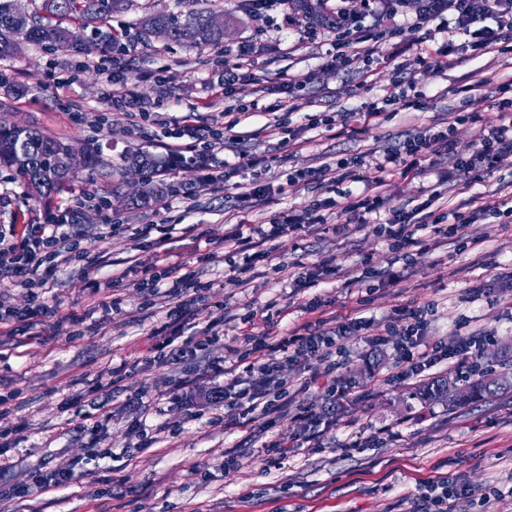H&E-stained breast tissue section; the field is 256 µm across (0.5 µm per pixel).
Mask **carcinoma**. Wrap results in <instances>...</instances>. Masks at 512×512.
<instances>
[{"mask_svg":"<svg viewBox=\"0 0 512 512\" xmlns=\"http://www.w3.org/2000/svg\"><path fill=\"white\" fill-rule=\"evenodd\" d=\"M329 0H288V6L302 15L312 27L336 28V12L328 8ZM129 0H31L29 16L16 18L13 0H0V57L13 55L22 41L50 51H77V46L68 41L69 35L79 30L90 32L105 53L124 50L120 39L112 34L109 21L112 15L127 10ZM213 10L196 8L186 15L157 10L138 22V39L146 43L151 31L164 28L168 41L190 47L215 46L224 43V35L238 24V17L225 16L224 30L217 31L208 24ZM65 144L60 138L43 134L35 127L17 130L0 125V166L19 174L26 185L41 186L40 198H46L61 186L74 179L57 163L56 150ZM471 395L493 394L509 391L512 385L506 377H487L475 380ZM416 396L425 404L453 398L457 404L464 403L457 393H447V381L433 379L421 385Z\"/></svg>","mask_w":512,"mask_h":512,"instance_id":"cac0c4a2","label":"carcinoma"}]
</instances>
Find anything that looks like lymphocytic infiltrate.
Masks as SVG:
<instances>
[{"instance_id": "obj_1", "label": "lymphocytic infiltrate", "mask_w": 512, "mask_h": 512, "mask_svg": "<svg viewBox=\"0 0 512 512\" xmlns=\"http://www.w3.org/2000/svg\"><path fill=\"white\" fill-rule=\"evenodd\" d=\"M452 1L458 6L453 20L455 30L472 37L477 47H489L503 31L512 30V0H424L419 13L420 22L434 20L447 10ZM463 121V116H455L448 125L438 127L428 135L407 140L379 158L356 155L338 160L336 167L345 179L355 177L358 169L367 165L378 171L379 177L369 194L356 201L329 197L313 203L303 212L282 215L266 228L256 224L255 210L271 190L260 176L261 170L267 169L268 162L243 158L242 167L252 169L254 175L249 181L234 183L233 188L243 205L235 213L233 224L224 231L225 244L231 245L234 252L243 257L242 264L235 266V273L242 275L253 270L260 258L254 250L256 240L270 242L286 231L300 236L329 232L340 238L346 235L349 225L365 223L368 214L383 210L388 211L389 217L384 224L378 225L377 230L386 234L392 251L400 252L415 246L426 255L432 253L441 241L464 242L465 224L474 223L486 215L485 207L469 209L465 224H444L432 209V199H425L411 208L394 207L385 190L388 178L415 179L424 172L426 161L440 153L447 154L455 169L464 173L494 170L504 157L512 155L511 97L499 101L496 121L482 127L468 150L461 152L457 149L456 126ZM222 142V134L210 129L186 125L171 132L166 144L169 169H176L180 163L190 159L204 171L197 187L185 191L186 199H195L209 191L213 183L212 177L206 173L209 158L197 152V145H219ZM332 210L345 216V223L329 224L328 213ZM66 221V214L52 213L42 224L32 228L21 244L0 240V277L28 284L33 282L44 259L53 258L62 264L69 262L77 250V243L71 235L64 233ZM173 272L170 266L159 271L145 270L138 286L151 296L164 293L169 297L165 322L149 331L155 339L163 335L167 341L162 345L155 342L150 351L163 355L168 363L179 367L197 360L208 350L207 344L198 342L194 335L189 334V322L185 317L186 301H206L207 287L187 275L174 277ZM167 278L172 281L171 287L160 291V281ZM427 315L426 308L417 306L406 310L401 318L387 325L389 335L397 339V379L405 381L422 377L427 370L449 359L454 360L465 373L476 374L482 337L461 333L450 348L430 345L424 340ZM259 322L267 326L261 336L253 332L254 325ZM214 326L216 332L212 339L223 342L225 351L230 355V364L223 369L228 377L227 384L208 388L206 402L213 408L231 402L237 412L228 418L227 427L245 429L250 437L261 442L257 451L241 447L228 449L224 453L225 464L242 465L244 459L257 453L262 458L264 470H280L294 450L319 452L323 435L336 423V402L350 395L349 389L336 384V371L343 354L339 340L356 332L371 331L373 319L351 315L317 316L315 321L298 325L283 334L277 329L278 322L270 305L265 304L248 307L241 315L219 317ZM281 359L291 363L307 362L309 375L298 388H290L287 381L277 376V362ZM315 386L323 388L327 395L324 408H314L306 400L310 389ZM282 413L291 414L302 427V436L296 445H285L270 435L277 416ZM422 486L423 492L413 512H463V505L473 499L470 489L450 484L444 477L423 480Z\"/></svg>"}]
</instances>
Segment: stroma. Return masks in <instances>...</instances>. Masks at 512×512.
I'll list each match as a JSON object with an SVG mask.
<instances>
[{"instance_id":"1","label":"stroma","mask_w":512,"mask_h":512,"mask_svg":"<svg viewBox=\"0 0 512 512\" xmlns=\"http://www.w3.org/2000/svg\"><path fill=\"white\" fill-rule=\"evenodd\" d=\"M241 2L214 0L212 7L229 10ZM159 3L177 14L193 7L192 0H132L126 12L112 18L113 31L128 45L124 53H52L26 43L14 56L0 58V75L28 89L25 96L12 98L0 87V122L32 124L49 136L90 146L112 172L111 180L97 184L80 172L42 205L13 171L0 167V235L20 239L48 209L67 210L79 235L75 260L41 266L45 288L0 279V301L15 311L23 314L38 296L48 307L38 322L21 317L12 323L13 335L0 336V395L9 398L0 416V428L9 431L0 444V487L21 479L29 468L38 466L49 474L69 461L83 462L69 489L34 485L26 497H0V512H412L421 480L437 474L479 493L475 512H512V391L457 408L444 402L421 404L412 397L417 381L383 382L396 369L392 344L373 347L358 336L341 340L345 362L337 376L356 393L337 402L336 424L322 452H296L284 469L267 474L253 457L202 483L193 466L220 464L225 450L244 441L246 433L220 421L194 419L201 394L186 382L201 376L221 385L225 379L214 376L204 362L177 369L144 359L147 333L161 325L166 309L151 305L135 277H125L119 290L111 288L113 277L132 263L148 266L163 258L164 236L187 241L204 232L223 239L224 213L240 205L234 190L222 183L224 164L237 162L239 155L273 160L264 176L272 191L260 207L267 222L326 198L337 177L332 169L336 159L382 155L428 133L452 113L471 116L461 135L462 144H469L479 127L497 117L495 88L512 78V36L482 51L471 47L468 36L452 33L453 11L422 26L419 0H399L389 12L376 0H330L347 9L361 28L365 41L360 48L367 53L350 67L332 69L325 52L336 30L307 28L284 6L262 13L241 6V26L218 48L162 39L141 44L135 24ZM450 40L455 43L453 65L412 76L423 92L419 105L387 104V97L399 94L411 78L404 64L420 49ZM243 45L250 49L248 64L221 108L210 107L209 90L224 78L226 51ZM116 83L129 99L149 109V116L114 104L110 91ZM372 101L384 104L375 124L353 121V113ZM228 110L234 111L237 124L213 152L214 192L192 202L183 199V188L203 175L187 161L165 176L167 192L149 206H133L132 196L157 179L147 170L127 171L126 156L144 151L164 166L167 131L188 119L223 128ZM316 114L328 116V124L308 125L307 116ZM452 166L447 156H436L414 181L391 178L393 204H417L436 191L442 212L464 213L474 195L492 209L512 207V156L476 185L467 174H452ZM309 168L324 169V177L279 193L289 173ZM387 217L384 211L368 215L366 223L350 225L341 241L329 233H283L269 259L257 262L256 276L246 286L234 279L228 264L205 265L183 251L184 272L212 285L208 301L186 306L197 338L207 336L217 303L234 315L249 302H288L294 286L274 273L277 265L311 270L320 260L332 259L335 273L305 296L321 299L327 311L354 307L361 295L360 263L366 259L373 270H402L406 278L382 289L364 307V316L383 323L406 308L431 305L426 341L450 340L458 324L468 322L470 330L491 336L481 354L483 371L512 376V223L504 226L491 218L471 224L464 233L475 240L474 248L443 245L407 267L396 261L386 236L374 230ZM474 286L490 291L495 304L465 301V290ZM111 295L117 296L118 309L108 324L96 326L87 312ZM72 311L86 313L87 319L71 339L57 332L56 322ZM117 366L123 369L121 393L103 434L105 447L133 450L131 488L121 498L108 492L112 459L89 458L74 431L92 414V402L105 396L97 387L100 374ZM166 422L177 426L175 436L150 448L135 447L133 426L151 429ZM362 427L373 432L391 427L398 435L361 453L342 451L353 429Z\"/></svg>"}]
</instances>
